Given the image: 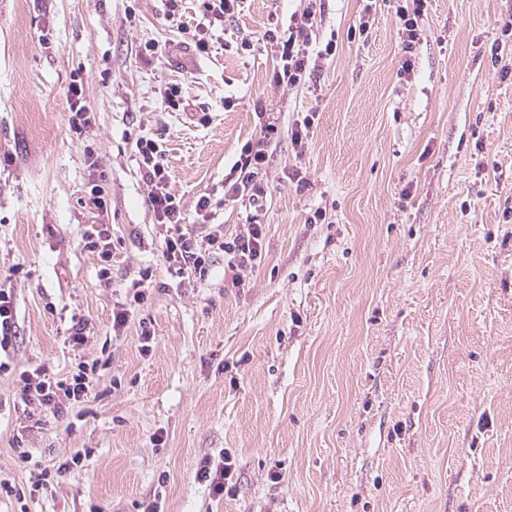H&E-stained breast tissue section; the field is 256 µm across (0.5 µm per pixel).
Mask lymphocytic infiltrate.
I'll use <instances>...</instances> for the list:
<instances>
[{"instance_id":"lymphocytic-infiltrate-1","label":"lymphocytic infiltrate","mask_w":512,"mask_h":512,"mask_svg":"<svg viewBox=\"0 0 512 512\" xmlns=\"http://www.w3.org/2000/svg\"><path fill=\"white\" fill-rule=\"evenodd\" d=\"M316 23L313 9H304L292 15L287 28L267 30L262 39L277 49L276 64L271 80L277 85L296 86L315 68L308 49L307 39ZM278 133L275 123L262 124L256 142L245 144L238 160L233 164L224 181V193L236 200L255 205L266 196L264 176L266 174V148ZM136 162L147 186V201L155 218L165 228L162 257L182 276L205 278L212 267V258L224 253L228 267L233 270L234 284H241V272L259 266L263 255L265 227L261 224H246L243 231L233 236L213 229L217 204L211 195L199 196L195 203L198 217L196 227L185 222V205L172 193L170 177L163 163V151L159 143L146 137L136 140ZM98 362L78 363L75 371L64 379L52 381L42 369L22 371V399L28 405H76L88 398L91 384L98 372Z\"/></svg>"}]
</instances>
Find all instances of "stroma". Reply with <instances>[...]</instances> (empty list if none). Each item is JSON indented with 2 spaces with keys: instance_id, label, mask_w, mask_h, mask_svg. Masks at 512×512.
<instances>
[{
  "instance_id": "1",
  "label": "stroma",
  "mask_w": 512,
  "mask_h": 512,
  "mask_svg": "<svg viewBox=\"0 0 512 512\" xmlns=\"http://www.w3.org/2000/svg\"><path fill=\"white\" fill-rule=\"evenodd\" d=\"M399 0H242L205 57L179 26L199 0H0V284L16 308L0 373V480L29 451L58 473L28 512H512V0H430L412 50ZM316 11L317 80L271 81L266 30ZM366 34L352 36L360 19ZM168 45L165 64L145 44ZM412 70L402 74L403 63ZM80 74L88 132L69 124ZM181 84L170 108L166 88ZM269 116L267 195L224 178ZM312 117L301 145L291 132ZM162 144L195 223L205 193L226 234L266 227L241 286L216 256L173 276L136 139ZM107 182L108 277L85 246ZM325 218L313 222L315 212ZM149 275L146 299L130 286ZM131 304L129 329L112 312ZM95 336L66 343L72 317ZM153 331L142 351L139 327ZM99 360L88 399L24 404L23 370L60 380ZM227 452L232 494L196 472Z\"/></svg>"
}]
</instances>
